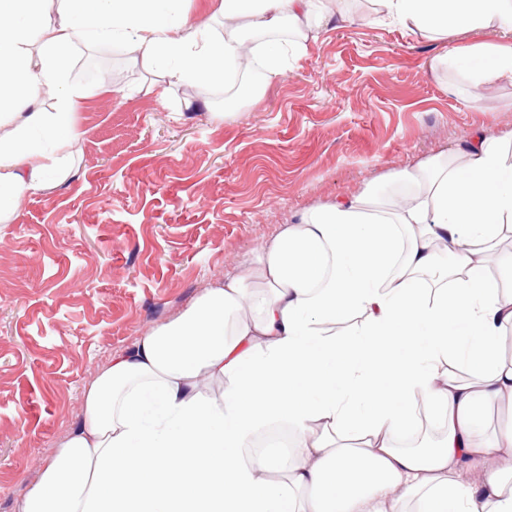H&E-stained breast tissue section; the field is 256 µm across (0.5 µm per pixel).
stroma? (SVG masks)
<instances>
[{"label": "stroma", "mask_w": 512, "mask_h": 512, "mask_svg": "<svg viewBox=\"0 0 512 512\" xmlns=\"http://www.w3.org/2000/svg\"><path fill=\"white\" fill-rule=\"evenodd\" d=\"M353 23L313 26L282 76L224 109L225 86L148 92L138 53L74 42L66 175L0 222V512H19L84 415L114 354L238 275L306 210L390 190L403 169L512 132V83L453 61L512 48L495 28L433 40L347 0Z\"/></svg>", "instance_id": "1"}]
</instances>
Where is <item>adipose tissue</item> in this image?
Segmentation results:
<instances>
[{
	"label": "adipose tissue",
	"instance_id": "obj_1",
	"mask_svg": "<svg viewBox=\"0 0 512 512\" xmlns=\"http://www.w3.org/2000/svg\"><path fill=\"white\" fill-rule=\"evenodd\" d=\"M178 0H0V211L46 188L74 141L84 92L68 79L77 40L140 51L163 80L158 97L200 83L252 100L239 75L246 20L267 77L284 72L310 22H352L330 0H222L224 34ZM378 13L430 37L511 27L512 0H376ZM288 37H281V30ZM39 33L40 45L30 36ZM481 83L512 80V51L474 52ZM51 91L57 108L37 105ZM474 131L458 157L398 172L401 201L360 194L286 225L242 272L180 317L113 356L87 390L84 418L43 467L20 512H512V426L487 440L482 411L512 402V154ZM496 254L498 274L485 258ZM361 325L336 332L339 320ZM225 380L219 399L202 381ZM440 421L429 452L403 447L421 408ZM287 424L288 462L245 455L261 428ZM479 459L476 484L458 467Z\"/></svg>",
	"mask_w": 512,
	"mask_h": 512
}]
</instances>
